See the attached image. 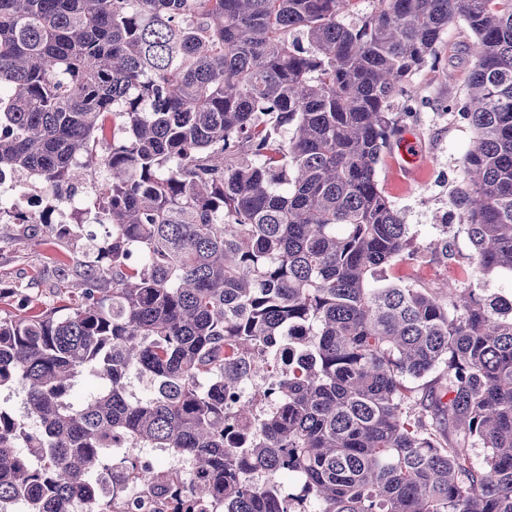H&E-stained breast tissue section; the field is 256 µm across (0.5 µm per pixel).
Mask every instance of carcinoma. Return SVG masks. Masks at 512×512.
<instances>
[{"label":"carcinoma","mask_w":512,"mask_h":512,"mask_svg":"<svg viewBox=\"0 0 512 512\" xmlns=\"http://www.w3.org/2000/svg\"><path fill=\"white\" fill-rule=\"evenodd\" d=\"M355 2L0 0V170H102L112 226L65 313L0 309V512L92 500L120 442L188 464L186 512H512V296L481 288L512 274V0ZM458 20L469 284L384 283L417 257L376 180L393 100Z\"/></svg>","instance_id":"1"}]
</instances>
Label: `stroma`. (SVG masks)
Segmentation results:
<instances>
[{"label": "stroma", "instance_id": "35a3bbf8", "mask_svg": "<svg viewBox=\"0 0 512 512\" xmlns=\"http://www.w3.org/2000/svg\"><path fill=\"white\" fill-rule=\"evenodd\" d=\"M472 39L463 22L451 24L436 61L410 77L394 102L395 111L405 115L402 130L376 170L385 196L409 226L418 255L415 266L397 267L393 274L429 288L442 279H461L471 250L451 196L462 182V159L474 145L473 130L459 113L472 71ZM407 140L414 143L412 163L401 154ZM107 232L106 225L95 223L71 225L65 235L49 224L0 223V308L9 309L19 294L41 308L77 298L90 250ZM442 237L454 254L445 265L432 262L429 250L430 242Z\"/></svg>", "mask_w": 512, "mask_h": 512}]
</instances>
